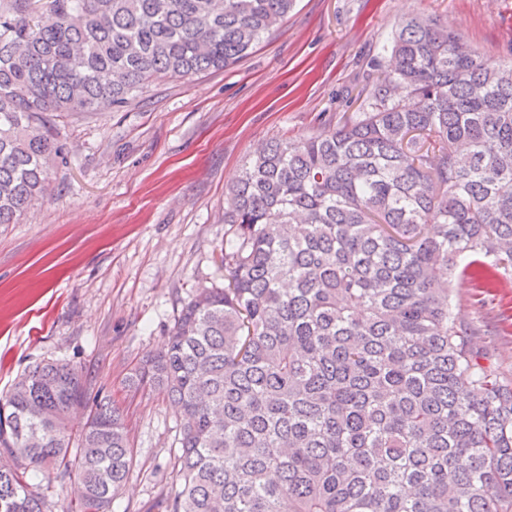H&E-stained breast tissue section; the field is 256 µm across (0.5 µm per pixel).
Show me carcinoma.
<instances>
[{"instance_id":"1","label":"carcinoma","mask_w":512,"mask_h":512,"mask_svg":"<svg viewBox=\"0 0 512 512\" xmlns=\"http://www.w3.org/2000/svg\"><path fill=\"white\" fill-rule=\"evenodd\" d=\"M0 0V224L47 189L39 112L121 108L223 70L295 0ZM366 108L243 164L224 287L184 304L126 378L177 414L167 512H512V386L469 346L451 288L512 274V64L434 19L399 24ZM133 448L81 368L38 363L0 398V512H47L35 471L112 512Z\"/></svg>"}]
</instances>
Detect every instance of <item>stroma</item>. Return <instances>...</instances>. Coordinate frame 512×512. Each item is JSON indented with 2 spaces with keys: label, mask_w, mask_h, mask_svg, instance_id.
Here are the masks:
<instances>
[{
  "label": "stroma",
  "mask_w": 512,
  "mask_h": 512,
  "mask_svg": "<svg viewBox=\"0 0 512 512\" xmlns=\"http://www.w3.org/2000/svg\"><path fill=\"white\" fill-rule=\"evenodd\" d=\"M447 23L492 63L512 61V0H297L234 66L155 80L121 109L44 113L62 149L49 190L0 224V396L28 367L80 365L124 409L134 448L112 512H166L179 486L166 393L125 391L161 351L195 288L223 285L224 207L263 143L354 114L398 22ZM454 313L473 350L512 379V275L486 292L458 280Z\"/></svg>",
  "instance_id": "obj_1"
}]
</instances>
